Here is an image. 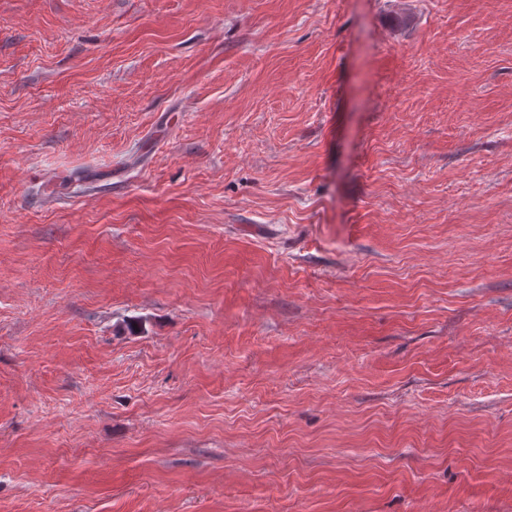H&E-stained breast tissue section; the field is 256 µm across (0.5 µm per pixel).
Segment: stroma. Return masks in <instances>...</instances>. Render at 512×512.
<instances>
[{"label":"stroma","mask_w":512,"mask_h":512,"mask_svg":"<svg viewBox=\"0 0 512 512\" xmlns=\"http://www.w3.org/2000/svg\"><path fill=\"white\" fill-rule=\"evenodd\" d=\"M0 512H512V0H0Z\"/></svg>","instance_id":"obj_1"}]
</instances>
